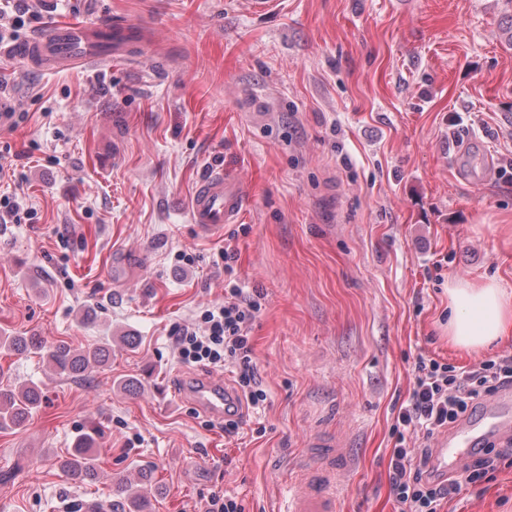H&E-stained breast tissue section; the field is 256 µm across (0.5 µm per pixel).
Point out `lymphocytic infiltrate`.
I'll return each mask as SVG.
<instances>
[{
	"mask_svg": "<svg viewBox=\"0 0 512 512\" xmlns=\"http://www.w3.org/2000/svg\"><path fill=\"white\" fill-rule=\"evenodd\" d=\"M227 276L223 304L203 310L191 327L172 336L180 362L230 367L240 399L259 407L267 399L256 375L251 326L262 309L260 292H246L234 276L237 253L219 252ZM414 382L392 426L395 440L389 463L390 494L396 512H439L443 501L458 494L461 483L492 480L496 472L512 467V447L489 442L476 449L464 466V482H445L429 468L430 452L412 447L415 432L432 435L453 427L473 413L478 404L500 388L512 385V354L505 353L470 367H458L418 355Z\"/></svg>",
	"mask_w": 512,
	"mask_h": 512,
	"instance_id": "f902f5d3",
	"label": "lymphocytic infiltrate"
}]
</instances>
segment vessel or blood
<instances>
[{
  "label": "vessel or blood",
  "mask_w": 512,
  "mask_h": 512,
  "mask_svg": "<svg viewBox=\"0 0 512 512\" xmlns=\"http://www.w3.org/2000/svg\"><path fill=\"white\" fill-rule=\"evenodd\" d=\"M129 27L108 17L95 22H73L35 33L19 49L20 57L41 60L53 68L89 65L125 52ZM244 187L233 176L215 171L197 185L191 218L196 228L211 232L238 223L243 212ZM196 406L212 417H223L234 394L226 383L205 377L186 385ZM512 430V389L499 391L477 416L463 420L452 430L437 435L432 465L439 473L456 471L471 449L493 435ZM311 451L303 459V476L292 483L284 512H336V483L349 480V469H337L345 445L336 437L317 433Z\"/></svg>",
  "instance_id": "vessel-or-blood-1"
}]
</instances>
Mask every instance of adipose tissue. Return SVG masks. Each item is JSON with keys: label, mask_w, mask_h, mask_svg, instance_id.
<instances>
[{"label": "adipose tissue", "mask_w": 512, "mask_h": 512, "mask_svg": "<svg viewBox=\"0 0 512 512\" xmlns=\"http://www.w3.org/2000/svg\"><path fill=\"white\" fill-rule=\"evenodd\" d=\"M448 341L478 351L512 333V293L496 281H459L448 287Z\"/></svg>", "instance_id": "adipose-tissue-1"}]
</instances>
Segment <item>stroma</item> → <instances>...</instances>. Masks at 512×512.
I'll return each mask as SVG.
<instances>
[{
  "label": "stroma",
  "mask_w": 512,
  "mask_h": 512,
  "mask_svg": "<svg viewBox=\"0 0 512 512\" xmlns=\"http://www.w3.org/2000/svg\"><path fill=\"white\" fill-rule=\"evenodd\" d=\"M32 6L42 29L110 14L135 32L104 67L50 71L0 53V87L27 115L0 131V185L36 211L0 226V331L112 347L83 379L36 356L0 360L44 396L23 426L0 431V512H76L143 470L150 512H193L214 491L276 512L317 430L348 445L338 512H393L390 430L417 355L471 366L512 352V337L466 352L447 332L450 282L493 277L512 290V6ZM484 154L498 169L489 180ZM213 169L246 195L238 223L204 234L192 200ZM227 245L240 285L264 296L251 334L267 392L263 406H240L230 440L179 394L229 370L182 364L171 339L223 302ZM91 425L100 468L75 483L54 459ZM441 512H512V469L462 485Z\"/></svg>",
  "instance_id": "35a3bbf8"
}]
</instances>
